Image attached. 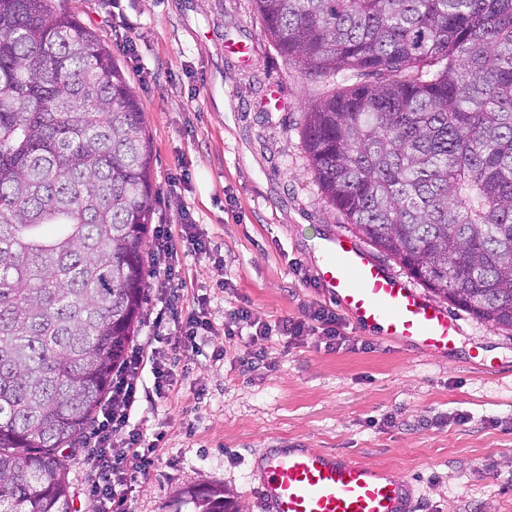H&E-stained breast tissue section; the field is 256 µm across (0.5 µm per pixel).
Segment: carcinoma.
<instances>
[{
  "label": "carcinoma",
  "mask_w": 512,
  "mask_h": 512,
  "mask_svg": "<svg viewBox=\"0 0 512 512\" xmlns=\"http://www.w3.org/2000/svg\"><path fill=\"white\" fill-rule=\"evenodd\" d=\"M310 77V169L344 223L512 332V0H254ZM153 142L112 47L56 0H0V512H73L145 303ZM189 512H245L222 485Z\"/></svg>",
  "instance_id": "obj_1"
}]
</instances>
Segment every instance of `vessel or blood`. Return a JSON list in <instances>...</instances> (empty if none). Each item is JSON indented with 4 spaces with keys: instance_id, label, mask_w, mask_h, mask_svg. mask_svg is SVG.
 <instances>
[{
    "instance_id": "b4317fda",
    "label": "vessel or blood",
    "mask_w": 512,
    "mask_h": 512,
    "mask_svg": "<svg viewBox=\"0 0 512 512\" xmlns=\"http://www.w3.org/2000/svg\"><path fill=\"white\" fill-rule=\"evenodd\" d=\"M318 283L362 329L417 350H455L460 327L446 307L392 276L338 234L319 246ZM259 490L267 512H412L411 485L382 467L316 448H270Z\"/></svg>"
}]
</instances>
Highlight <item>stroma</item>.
Returning <instances> with one entry per match:
<instances>
[{
  "mask_svg": "<svg viewBox=\"0 0 512 512\" xmlns=\"http://www.w3.org/2000/svg\"><path fill=\"white\" fill-rule=\"evenodd\" d=\"M112 47L152 136L154 223L190 222L208 242L177 243L184 290L148 288L134 345L152 343L172 376L158 397L138 382L127 428L158 448L135 475L130 512H176L185 484L226 486L246 512L267 448L355 454L412 481L415 512H512V335L457 308L448 355L414 351L346 322L348 345L315 335L259 341L265 362L242 366L206 345L175 350L159 312L204 308L223 327L240 300L269 323L305 306L337 309L316 277L315 244L345 230L309 169L301 133L329 81L304 75L264 36L254 0H61Z\"/></svg>",
  "mask_w": 512,
  "mask_h": 512,
  "instance_id": "1",
  "label": "stroma"
}]
</instances>
